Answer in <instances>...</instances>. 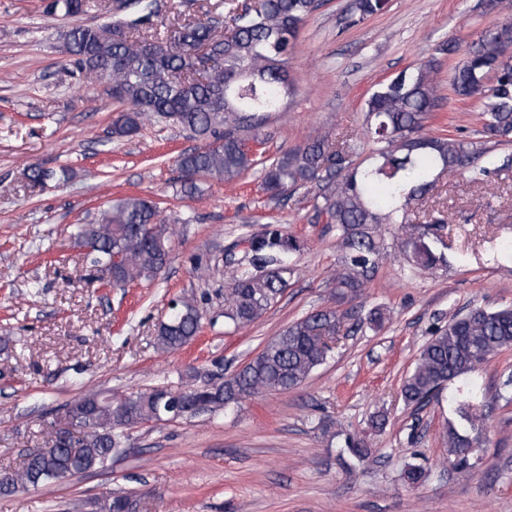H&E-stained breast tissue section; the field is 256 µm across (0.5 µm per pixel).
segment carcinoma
I'll return each mask as SVG.
<instances>
[{
	"mask_svg": "<svg viewBox=\"0 0 512 512\" xmlns=\"http://www.w3.org/2000/svg\"><path fill=\"white\" fill-rule=\"evenodd\" d=\"M222 8L185 24L166 37L150 34L159 17L157 0H134L136 17H121L99 25H75L65 33L70 55L89 85L100 82L103 70L112 74V98L127 105L110 134L125 138L145 121L163 120L219 144L204 151L185 152L177 159L184 192L199 190L196 177L231 182L253 169L258 159L243 141L258 138L269 114L280 111L292 92L288 58L306 20L320 0H220ZM383 0H357V23L375 14ZM86 0H46L45 12L75 17ZM512 36V19L494 22L465 49L453 68L451 87L464 102L479 104L482 140L463 135L428 132L440 98L437 68L432 62L407 68L378 83L363 105L364 132L371 143L359 153L357 139L334 141L324 132L305 146L288 150L263 167L262 190L271 199L308 183L322 185L316 218L336 225L345 268L336 275V301L343 302L364 286V278L383 255L382 228L397 230L400 257L408 265L433 270L444 262L435 249L437 231L448 223L446 210L433 221L409 220L411 204L432 190L443 174H459L490 187L489 148L512 143V65L503 63V36ZM51 169L32 167L28 179L44 185L56 179ZM95 229L96 267L112 266V282L130 284L157 273L169 261L176 225L159 207L129 196L101 213L98 221L82 224L77 236ZM298 242L277 232L251 239V264L259 271L236 275L224 290V323L246 327L259 321L282 294L291 254ZM348 313L317 310L271 337L240 370L219 383L177 389L185 404H200L206 412L238 405L267 392L302 385L323 365L332 339L343 330ZM200 314L187 299L171 302L157 344L163 351L183 347L199 332ZM512 346V306H474L455 315L421 348L415 366L404 379L401 394L417 409L439 401L452 383L465 381L500 349ZM160 392L149 389L123 395L87 392L71 401L81 446L72 448L52 437L45 454L28 456L17 471L34 486L61 482L70 469L105 468L119 452L118 431L146 422L169 420ZM459 422L448 423V455L457 468L467 467V449L478 446L484 414L473 400L458 401ZM350 459L362 464L371 450L351 435L345 438ZM99 512H138L130 495L108 496Z\"/></svg>",
	"mask_w": 512,
	"mask_h": 512,
	"instance_id": "cac0c4a2",
	"label": "carcinoma"
}]
</instances>
